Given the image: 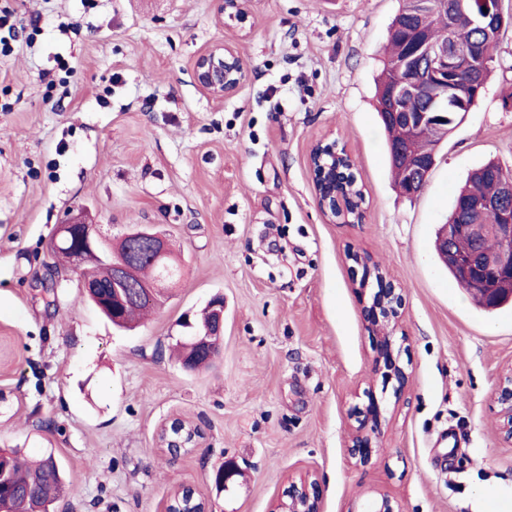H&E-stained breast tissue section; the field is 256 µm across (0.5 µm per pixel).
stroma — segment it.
I'll return each mask as SVG.
<instances>
[{
  "instance_id": "1",
  "label": "stroma",
  "mask_w": 512,
  "mask_h": 512,
  "mask_svg": "<svg viewBox=\"0 0 512 512\" xmlns=\"http://www.w3.org/2000/svg\"><path fill=\"white\" fill-rule=\"evenodd\" d=\"M5 6L39 22L0 55V448L54 453L73 481L56 512H164L185 485L211 512H274L308 474L323 512H360L377 493L404 512H512V443L492 401L512 366V306L476 308L434 251L467 175L491 159L512 167V26L484 96L409 200L375 101L399 0H250L221 24L214 0ZM218 41L248 73L221 100L191 76ZM324 137L355 161L363 223H328L317 206L308 157ZM77 214L115 237L153 225L180 256L179 284L132 331L104 321L47 247ZM350 250L403 291L402 393L371 370ZM217 293L220 354L186 372L181 321ZM372 399L382 451L360 466L351 413ZM173 416L202 428L199 448H160ZM226 462L240 474L220 493Z\"/></svg>"
}]
</instances>
